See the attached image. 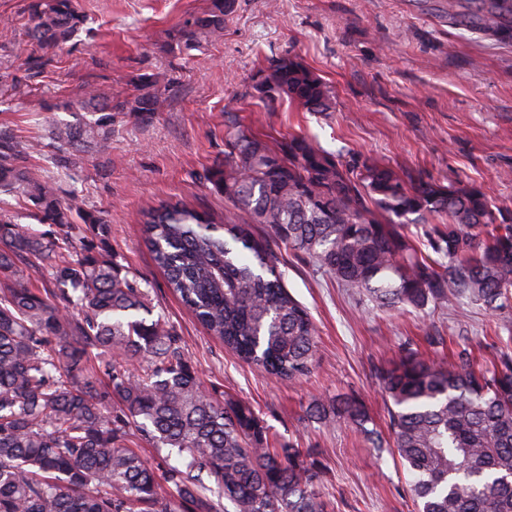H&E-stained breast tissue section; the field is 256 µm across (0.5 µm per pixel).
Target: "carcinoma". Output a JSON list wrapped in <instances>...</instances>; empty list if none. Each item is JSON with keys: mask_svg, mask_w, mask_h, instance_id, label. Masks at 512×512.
Masks as SVG:
<instances>
[{"mask_svg": "<svg viewBox=\"0 0 512 512\" xmlns=\"http://www.w3.org/2000/svg\"><path fill=\"white\" fill-rule=\"evenodd\" d=\"M237 0H211L173 35L182 50L224 34ZM28 70L84 25L75 0H31ZM512 32V0H478L465 17ZM274 107L336 111L331 86L289 54L260 69ZM157 77L136 94L103 100L94 83L64 105L74 123H50V142L0 130V193L29 199L41 231L0 214V512H328L320 472L301 449L272 445L241 400L201 382L182 338L154 313L151 283L106 250L105 212L37 176L51 152H107L112 113L149 120L168 98ZM206 181L238 212L223 222L186 204L142 210L141 235L166 286L207 333L243 362L293 386L317 358V327L280 270V248L380 307L454 310L478 302L510 333L493 369L470 352L450 365L401 349L383 376L394 453L417 512H512V209L480 185L413 179L290 134L268 140L236 122ZM420 224L427 251L402 231ZM326 427L366 421L361 398L313 399ZM170 461L157 471L130 432Z\"/></svg>", "mask_w": 512, "mask_h": 512, "instance_id": "obj_1", "label": "carcinoma"}]
</instances>
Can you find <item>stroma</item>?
Returning a JSON list of instances; mask_svg holds the SVG:
<instances>
[{
  "label": "stroma",
  "instance_id": "1",
  "mask_svg": "<svg viewBox=\"0 0 512 512\" xmlns=\"http://www.w3.org/2000/svg\"><path fill=\"white\" fill-rule=\"evenodd\" d=\"M28 0H0V128L18 140H48L28 108L62 104L84 82L115 100L132 97L131 80L158 74L169 106L152 122L112 115V144L102 155L80 152L67 169L36 156L37 174L58 178L91 208L108 212L114 259L153 286L157 312L177 328L204 386L250 404L280 445L295 444L324 476L331 512H417L408 476L391 445L371 447L365 431L386 432L382 376L407 344L444 339L445 353L468 349L492 360L501 342L496 317L467 302L457 311L423 312L367 305L328 273L283 253L289 291L310 312L319 334L317 363L288 387L239 362L206 335L165 285L141 240L140 212L180 202L233 220L235 211L205 175L224 158V127L238 121L272 138L305 135L333 152H357L426 179L487 187L512 207V38L472 30L448 14V0H238L224 34L199 48H176L172 35L210 0H80L88 21L26 79L33 46L26 36ZM290 53L336 95V109L304 112L244 94L255 71ZM22 81L25 98L11 88ZM360 394L364 429L308 422L315 398Z\"/></svg>",
  "mask_w": 512,
  "mask_h": 512
}]
</instances>
